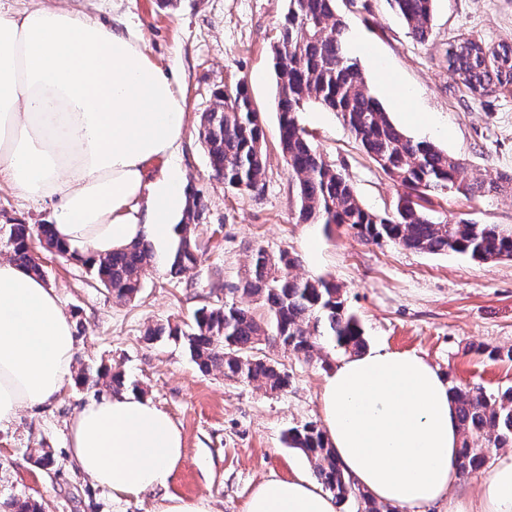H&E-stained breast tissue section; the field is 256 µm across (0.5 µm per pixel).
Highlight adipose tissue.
Wrapping results in <instances>:
<instances>
[{"label":"adipose tissue","instance_id":"adipose-tissue-1","mask_svg":"<svg viewBox=\"0 0 512 512\" xmlns=\"http://www.w3.org/2000/svg\"><path fill=\"white\" fill-rule=\"evenodd\" d=\"M185 120L181 81L124 20L75 0L0 5V183L51 203L59 243L96 257L142 237L166 247L185 205L172 164ZM160 160L163 175L147 180ZM74 364L73 324L54 289L0 259V427L57 398ZM321 404L338 462L378 502L512 512V453L495 459L477 494L459 492L455 396L422 357L378 348L343 358ZM69 446L78 469L117 502L167 487L184 454L171 418L130 391L85 404ZM244 512H336V502L297 475L260 482Z\"/></svg>","mask_w":512,"mask_h":512}]
</instances>
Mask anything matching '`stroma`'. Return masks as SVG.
Instances as JSON below:
<instances>
[{
	"label": "stroma",
	"instance_id": "1",
	"mask_svg": "<svg viewBox=\"0 0 512 512\" xmlns=\"http://www.w3.org/2000/svg\"><path fill=\"white\" fill-rule=\"evenodd\" d=\"M122 17L142 34L161 68L175 70L185 85L186 124L174 163L188 195L204 215L194 235L201 246L196 264L180 277L156 258L136 297L125 300L95 285L82 262L54 250L39 251L44 280L73 322L75 361L106 365L124 373L138 393L163 410L181 430L184 454L167 488L139 500L114 502L74 465L69 426L93 391L66 384L59 398L23 409L0 428V500L30 498L42 512H153L170 493L205 498L213 512H243L254 487L313 467L284 435L291 426L321 423L320 392L342 357L324 345L312 360L295 357L275 343L263 352L289 376L288 386L268 392L256 385L201 373L181 342L146 340L156 324L188 323L194 313L217 303L243 304L235 293L252 249L298 255L297 274L333 278L348 310L356 315L368 347L414 353L437 366L450 384L495 393L512 386V362L488 358L493 348L512 347V260L477 262L456 254H423L385 242L369 244L347 226L324 228L294 218V182L278 147L276 82L271 46L288 0H90ZM347 31L373 48L357 63L374 95L407 136L427 140L493 178L512 172V90L473 97L448 73L446 51L457 39L488 47L512 44V0H436L432 30L414 41L389 0H338ZM384 65L414 94L412 122L394 107L376 73ZM244 82L264 121L267 153L264 185L247 191L227 187L211 174L199 135L202 112L215 92ZM302 125L326 158L354 184L362 204L390 210L399 188L359 149L335 113L313 105ZM434 216L496 224L512 231V196L435 199ZM50 203H34L0 185V257H9L8 226L49 223ZM321 244L310 264L308 239ZM55 461L36 463L41 451Z\"/></svg>",
	"mask_w": 512,
	"mask_h": 512
}]
</instances>
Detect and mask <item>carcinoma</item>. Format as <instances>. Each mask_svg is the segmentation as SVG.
Returning <instances> with one entry per match:
<instances>
[{
	"instance_id": "obj_1",
	"label": "carcinoma",
	"mask_w": 512,
	"mask_h": 512,
	"mask_svg": "<svg viewBox=\"0 0 512 512\" xmlns=\"http://www.w3.org/2000/svg\"><path fill=\"white\" fill-rule=\"evenodd\" d=\"M337 0H288V10L272 45L278 98L279 145L295 179L297 223L345 225L373 243L393 242L419 253H455L478 262L512 256V234L494 224L465 219L436 220L426 203L429 196L455 193L467 199L512 195V173L485 179L475 169L426 141H416L395 125L372 93L358 64L346 53L345 24L336 10ZM406 23L408 34L424 41L431 29L435 0H391ZM448 72L472 95L484 96L512 86V45L489 48L472 39H460L448 48ZM310 104L337 113L363 153L403 188L395 207L383 214L363 206L353 186L334 164L312 144L299 121ZM200 136L214 175L228 185L253 191L266 173L265 133L259 112L241 83L226 87L217 103L201 114ZM203 207L192 198L177 225L178 242L170 260V276L185 273L196 262L192 226ZM38 240L63 256L77 252L55 240L52 225L12 224L8 241L11 259L44 276L32 242ZM156 258L153 245L138 239L108 257H87L82 263L94 282L118 298H133ZM297 256H277L253 250L241 285L233 288L258 302L259 316L248 306L215 305L200 309L192 323L147 332L148 339L167 334L183 343L198 368L218 370L224 377L254 383L271 392L288 385V375L262 354L263 342L272 338L294 356L314 357L328 341L345 354L366 347L357 318L345 306L340 287L324 277L294 273ZM75 384L111 394L126 389L124 376L106 367L77 370ZM463 440L456 465L467 478L480 470L490 447L512 444V387L489 396L479 387L453 388ZM286 443L300 450L313 466L319 483L342 503L355 501L356 512H396L384 509L370 494L355 486L313 422L288 429ZM0 512H39L36 504L8 499Z\"/></svg>"
}]
</instances>
